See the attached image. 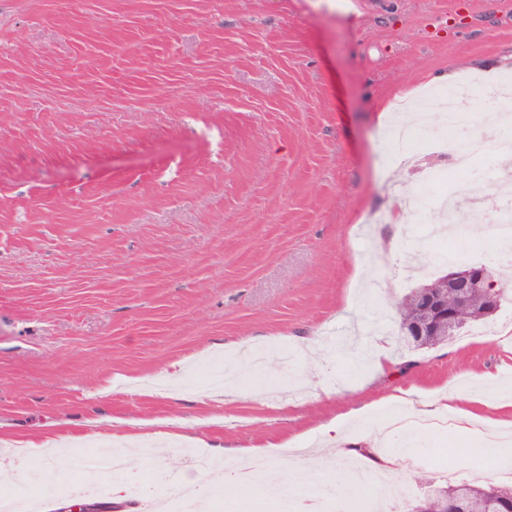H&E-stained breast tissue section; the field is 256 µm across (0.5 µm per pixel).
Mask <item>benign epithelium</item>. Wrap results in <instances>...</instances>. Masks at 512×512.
I'll return each instance as SVG.
<instances>
[{
	"mask_svg": "<svg viewBox=\"0 0 512 512\" xmlns=\"http://www.w3.org/2000/svg\"><path fill=\"white\" fill-rule=\"evenodd\" d=\"M444 281L448 284L450 300L424 293L421 311L427 316L429 325L435 327L445 322L454 323L458 318L460 300L473 295L485 301L486 315L496 313L499 306V271L493 263L450 265Z\"/></svg>",
	"mask_w": 512,
	"mask_h": 512,
	"instance_id": "1",
	"label": "benign epithelium"
}]
</instances>
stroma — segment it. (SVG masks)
<instances>
[{
  "label": "stroma",
  "mask_w": 512,
  "mask_h": 512,
  "mask_svg": "<svg viewBox=\"0 0 512 512\" xmlns=\"http://www.w3.org/2000/svg\"><path fill=\"white\" fill-rule=\"evenodd\" d=\"M512 79V0H0V440L65 422L73 452L271 443L340 453L462 375L512 412V298L448 343L399 353L390 301L447 269L439 203L377 231L438 160L396 159L398 97ZM386 122L378 116L385 107ZM386 347L394 363L356 365ZM413 404L388 402L395 390ZM347 414L345 436L322 427ZM99 417L98 428L82 421ZM422 437L394 476L512 481ZM32 497L60 508L72 475Z\"/></svg>",
  "instance_id": "stroma-1"
}]
</instances>
